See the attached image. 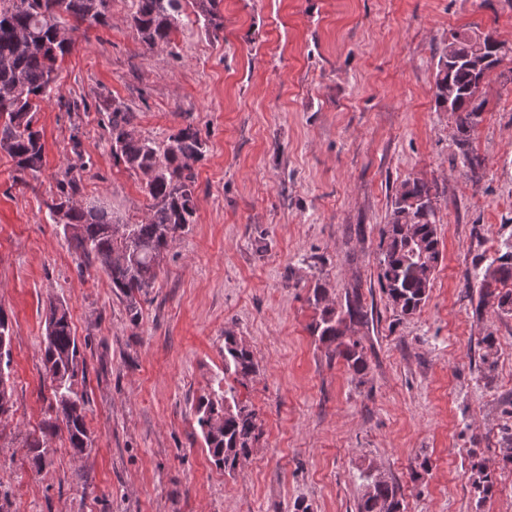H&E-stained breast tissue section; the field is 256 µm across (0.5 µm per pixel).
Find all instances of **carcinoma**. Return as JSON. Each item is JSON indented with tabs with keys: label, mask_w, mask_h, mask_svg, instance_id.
<instances>
[{
	"label": "carcinoma",
	"mask_w": 512,
	"mask_h": 512,
	"mask_svg": "<svg viewBox=\"0 0 512 512\" xmlns=\"http://www.w3.org/2000/svg\"><path fill=\"white\" fill-rule=\"evenodd\" d=\"M193 23L215 32L224 28L220 0H194ZM76 23L108 25L112 20L111 0H27L19 7L16 0H0V149L15 161L23 175L38 176L43 166L44 144L35 115L50 100L57 77L58 62L69 54L73 40L59 36L65 29L62 17ZM130 23L148 46L169 44L174 29L182 24V0H130ZM491 54L478 35L454 33L439 55L436 74L438 104L450 103L455 117L458 144L465 146L478 124L486 101L473 95V68L470 63ZM136 114L121 104L112 107L109 134L112 156L142 176L146 194L152 200L150 212L141 224H116L112 213L74 200L81 178L71 175L58 183V198L49 205L50 213H62L64 236L83 263L96 261L105 271L112 290L123 295L135 308L136 295L153 287L160 273L164 254L176 234L194 223L193 201L197 174L194 165L206 155V142L199 130L187 123L161 143L142 139L135 133ZM431 187L419 180H407L396 194L391 218L383 230L385 244L379 278L392 305L403 315L416 312L429 297L440 257L437 226L434 221ZM512 280V251L489 264L483 274L467 287L478 289L479 306L492 304L504 314L512 313V290L498 285ZM363 316L355 302L338 311L325 305L313 333L323 343L337 344L352 369L366 368L358 342L344 343L342 325ZM10 327L0 309V418L12 407ZM42 361L53 387L56 417L67 431L73 454L82 455L93 447L83 398L72 391V380L84 367V357L72 335L66 304L51 306L46 325ZM255 372L251 352L228 332L224 336V375L238 381ZM230 387L214 391L198 400L197 424L205 445L220 469H233L251 455L258 437V418L247 405L230 401ZM49 423L38 433L29 434L26 448L34 468L43 466L49 449L46 433ZM471 485L484 501L494 485L492 474L481 463L472 465ZM358 512H400L396 487L386 480L368 484Z\"/></svg>",
	"instance_id": "obj_1"
}]
</instances>
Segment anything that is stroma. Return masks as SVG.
<instances>
[{
	"label": "stroma",
	"instance_id": "obj_1",
	"mask_svg": "<svg viewBox=\"0 0 512 512\" xmlns=\"http://www.w3.org/2000/svg\"><path fill=\"white\" fill-rule=\"evenodd\" d=\"M224 29L177 27L144 45L112 0V24L80 25L36 114L44 166L22 176L0 150V309L11 328L14 407L0 417V503L8 512H358L367 485L397 488L401 512H512V313L478 308L467 276L512 243V0H221ZM489 33L502 61L462 161L435 96L451 33ZM162 142L186 123L207 144L196 164L195 222L177 235L136 305L99 264L79 265L48 205L67 172L80 201L138 224L151 200L112 156L113 104ZM409 179L432 188L441 257L415 314L378 279L381 230ZM341 308L367 366L319 341L315 289ZM65 302L85 358L73 389L94 446L73 455L30 432L56 418L42 363L51 304ZM252 353L237 385L261 434L223 471L197 424L224 373V335ZM493 337L486 346L485 337ZM492 473L479 500L474 463ZM56 425L48 423L45 427L41 428L39 434L33 432L29 434L25 448H28V454H31V461L34 468L39 469L43 466L49 448L45 446L46 433L49 430L55 429Z\"/></svg>",
	"mask_w": 512,
	"mask_h": 512
}]
</instances>
